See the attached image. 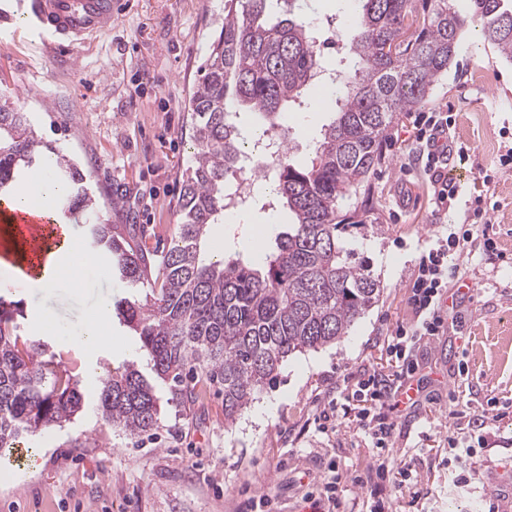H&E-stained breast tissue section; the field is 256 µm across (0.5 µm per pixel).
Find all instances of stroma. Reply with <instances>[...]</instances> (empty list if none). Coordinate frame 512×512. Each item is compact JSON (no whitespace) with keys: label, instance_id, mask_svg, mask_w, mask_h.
<instances>
[{"label":"stroma","instance_id":"stroma-1","mask_svg":"<svg viewBox=\"0 0 512 512\" xmlns=\"http://www.w3.org/2000/svg\"><path fill=\"white\" fill-rule=\"evenodd\" d=\"M297 2L323 44L324 66L337 67L348 35L328 24L347 20L350 0ZM28 3L0 0V98L29 112L38 136L79 162L104 222L132 243L166 250L191 163L188 98L220 29L224 0H124L109 33L84 37L66 55L34 29L4 22ZM304 95V109L277 116L299 163L309 161L335 117L332 100H318L310 88ZM424 109L450 114L448 137L470 154L448 161V174L460 179L454 207L436 208L413 115H400L365 196L339 203L340 214L363 212L342 242L379 280L378 302L338 343L285 358L274 383L232 422L224 420V395L214 385L192 403L158 385L159 424L136 437L97 414L107 371L145 363L137 337L114 317L104 327L111 346L90 352L70 339L95 303L129 294L104 257L78 269L72 287L42 294L0 277V297L22 303L25 335L69 353L86 402L74 420L24 436L21 445L36 460L0 470V512H242L247 498L260 496L269 501L264 512H327V503H314L308 492L332 463L344 489L338 512H371L375 496L365 479L377 461L357 422L360 402L350 401L328 433L319 432L317 418L362 368L398 389L387 341L414 319L409 296L418 262L448 225L463 223L467 201L479 194L495 205L488 233L497 248L459 262L448 287L467 281L471 296L455 297L444 332L413 347L419 398L392 412L390 447L413 482L384 491L390 512H512V168L500 164L512 148V62L481 30L467 27ZM116 188L124 196L117 212ZM287 222L281 211L230 210L211 238L224 256L259 263ZM452 438L458 448H450Z\"/></svg>","mask_w":512,"mask_h":512}]
</instances>
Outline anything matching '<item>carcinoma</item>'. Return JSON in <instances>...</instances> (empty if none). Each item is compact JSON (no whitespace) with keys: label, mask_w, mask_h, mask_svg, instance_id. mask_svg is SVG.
I'll return each instance as SVG.
<instances>
[{"label":"carcinoma","mask_w":512,"mask_h":512,"mask_svg":"<svg viewBox=\"0 0 512 512\" xmlns=\"http://www.w3.org/2000/svg\"><path fill=\"white\" fill-rule=\"evenodd\" d=\"M270 0H228L224 26L211 43L204 73L189 98L193 160L182 175V204L173 245L157 255L134 248L112 225L90 223L92 250L132 296L115 313L138 336L157 378L189 399L187 376L224 390L231 422L276 377L288 355L335 343L379 300L381 285L344 249L353 222L338 200L357 193L382 159V143L402 112L423 102L457 55L468 24L450 0H430L420 16L413 0H355L357 33L342 68L336 117L314 156L295 163L289 151L273 168L272 187L255 198L288 210L291 222L260 268L237 258L208 261L202 248L232 204L246 140L236 122L246 109L266 119L301 105L321 53L312 21L294 7L266 20ZM472 18L500 56L512 61V29L498 32L512 0H471ZM53 162L69 193L60 210L71 219L95 212L78 164L43 142L29 113L0 103V194L13 193L30 172ZM19 303L0 297V450L44 425L69 422L85 405L80 377L46 342L18 333ZM95 409L131 435L159 423L154 386L131 367L102 380Z\"/></svg>","instance_id":"obj_1"}]
</instances>
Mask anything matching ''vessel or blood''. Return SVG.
<instances>
[{"label":"vessel or blood","mask_w":512,"mask_h":512,"mask_svg":"<svg viewBox=\"0 0 512 512\" xmlns=\"http://www.w3.org/2000/svg\"><path fill=\"white\" fill-rule=\"evenodd\" d=\"M117 7L116 0H31L22 22L66 44L107 29ZM0 220L23 225L30 253L59 240L60 228L52 218L18 210L15 195H0Z\"/></svg>","instance_id":"b4317fda"}]
</instances>
